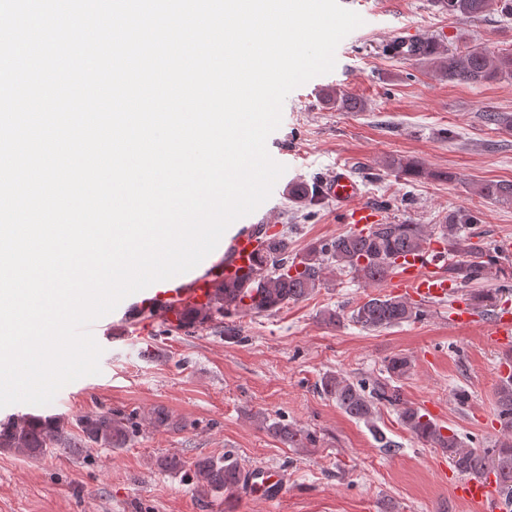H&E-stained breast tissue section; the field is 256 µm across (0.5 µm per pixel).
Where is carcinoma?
Instances as JSON below:
<instances>
[{
	"mask_svg": "<svg viewBox=\"0 0 512 512\" xmlns=\"http://www.w3.org/2000/svg\"><path fill=\"white\" fill-rule=\"evenodd\" d=\"M448 16L477 19L497 7L512 16V0H435ZM386 51L405 58H424L432 68L452 83L482 85L512 77V52L491 53L477 46L460 51L443 50L428 39L404 45L393 42ZM325 101L338 110L362 111L364 105L351 93L333 90ZM388 166L411 178L431 175L416 161L391 160ZM482 197L501 205L512 204V182L487 181L478 187ZM288 196L301 207L315 205L317 193L307 183L288 185ZM477 223L468 210H457L444 217L442 224H373L367 231L347 232L309 244L296 253L288 231L260 233L255 265L249 275L227 281L217 288L213 303L205 308H184L170 327L188 331L201 325L248 313H272L284 304L298 301L326 286V273H347L371 288H378L398 270L397 260L420 250L438 236L448 244L452 256L448 276L464 284H482L491 279L489 262L469 259L472 251L466 225ZM424 305L401 296L376 294L357 303L350 312L328 309L323 319L333 325L349 320L365 330L381 331L403 323L425 319ZM411 362L395 355L385 361V376L351 380L327 374L320 383L321 393L336 401L350 418L365 423L383 448L398 444L375 425L382 405L392 407L401 425L416 439L439 448L459 474L470 476L485 469L494 472L502 484L506 502L512 505V376L500 380L497 389L496 417L501 423V438L491 448H467L458 435L427 416L422 408L408 402L397 381L406 376ZM258 428L281 438L293 448H314L315 432L287 424L270 414L253 415ZM83 438L101 447L119 449L130 437V418L112 412L85 417L81 421ZM72 447V438L54 416L22 414L0 423V448L40 457ZM188 478L202 497L231 498L248 484V476L230 453L203 458L189 470Z\"/></svg>",
	"mask_w": 512,
	"mask_h": 512,
	"instance_id": "1",
	"label": "carcinoma"
}]
</instances>
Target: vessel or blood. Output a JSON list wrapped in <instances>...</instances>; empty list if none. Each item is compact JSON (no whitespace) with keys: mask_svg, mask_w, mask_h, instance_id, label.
I'll list each match as a JSON object with an SVG mask.
<instances>
[{"mask_svg":"<svg viewBox=\"0 0 512 512\" xmlns=\"http://www.w3.org/2000/svg\"><path fill=\"white\" fill-rule=\"evenodd\" d=\"M323 192L336 200L343 223L356 227H369L381 223V213L374 204L364 202L357 180L345 170L335 171L325 179ZM230 244L226 258L210 255L198 267L186 274L184 283L161 288L150 285L143 292L142 306L175 320L177 311L184 306H202L214 296L222 283L247 274L252 267V255L257 247L253 228L247 224L234 225L228 232ZM445 253L436 243H429L407 256L401 267L397 288L412 300L431 304L450 294L452 284L440 272L439 265ZM491 340L497 348L512 349V308L501 306L489 323ZM453 494L458 501L470 504L478 512H497L499 484L495 474L452 479ZM249 487L259 498L271 502L283 494L284 483L280 475L265 467L253 468Z\"/></svg>","mask_w":512,"mask_h":512,"instance_id":"obj_1","label":"vessel or blood"}]
</instances>
